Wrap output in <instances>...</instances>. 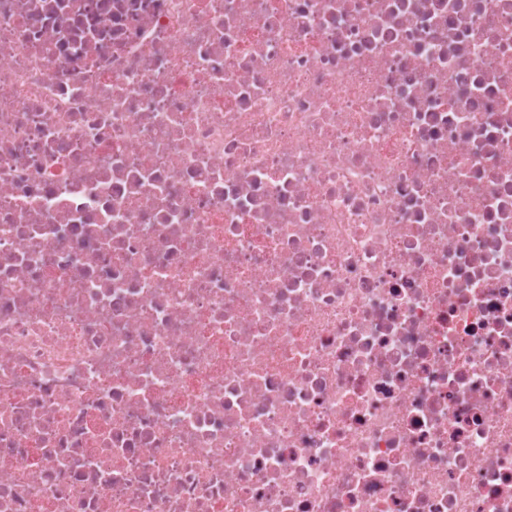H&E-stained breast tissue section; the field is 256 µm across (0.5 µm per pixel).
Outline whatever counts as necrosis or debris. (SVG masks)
<instances>
[{
	"label": "necrosis or debris",
	"instance_id": "4bbe7bcc",
	"mask_svg": "<svg viewBox=\"0 0 512 512\" xmlns=\"http://www.w3.org/2000/svg\"><path fill=\"white\" fill-rule=\"evenodd\" d=\"M0 512H512V0H0Z\"/></svg>",
	"mask_w": 512,
	"mask_h": 512
}]
</instances>
